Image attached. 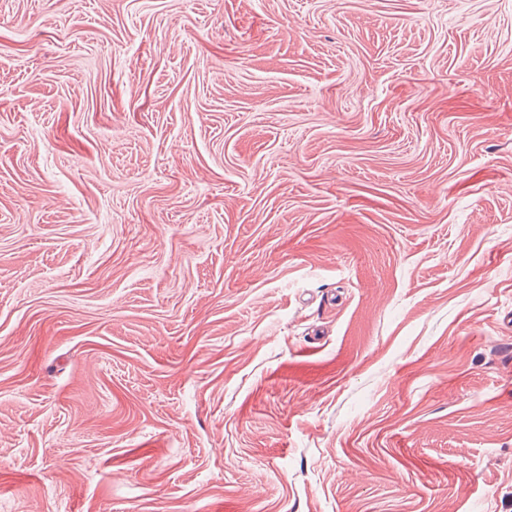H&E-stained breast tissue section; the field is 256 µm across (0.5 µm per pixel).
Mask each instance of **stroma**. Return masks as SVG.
<instances>
[{
    "instance_id": "35a3bbf8",
    "label": "stroma",
    "mask_w": 512,
    "mask_h": 512,
    "mask_svg": "<svg viewBox=\"0 0 512 512\" xmlns=\"http://www.w3.org/2000/svg\"><path fill=\"white\" fill-rule=\"evenodd\" d=\"M0 512H512V0H0Z\"/></svg>"
}]
</instances>
